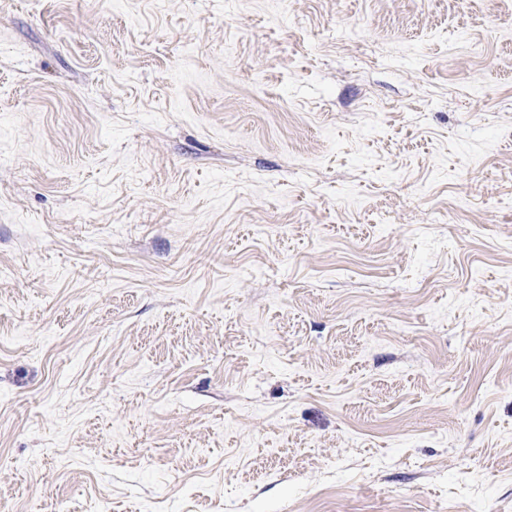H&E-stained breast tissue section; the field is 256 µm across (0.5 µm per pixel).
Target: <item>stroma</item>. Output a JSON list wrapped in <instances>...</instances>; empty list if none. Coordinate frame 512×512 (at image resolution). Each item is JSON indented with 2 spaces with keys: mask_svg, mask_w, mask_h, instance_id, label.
Masks as SVG:
<instances>
[{
  "mask_svg": "<svg viewBox=\"0 0 512 512\" xmlns=\"http://www.w3.org/2000/svg\"><path fill=\"white\" fill-rule=\"evenodd\" d=\"M0 0V512H512V0Z\"/></svg>",
  "mask_w": 512,
  "mask_h": 512,
  "instance_id": "obj_1",
  "label": "stroma"
}]
</instances>
